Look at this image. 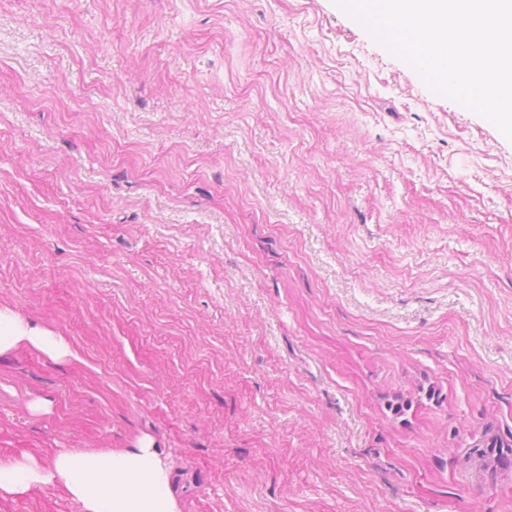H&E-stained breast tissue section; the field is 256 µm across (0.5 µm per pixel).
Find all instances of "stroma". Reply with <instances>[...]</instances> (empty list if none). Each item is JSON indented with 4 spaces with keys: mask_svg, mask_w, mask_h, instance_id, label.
<instances>
[{
    "mask_svg": "<svg viewBox=\"0 0 512 512\" xmlns=\"http://www.w3.org/2000/svg\"><path fill=\"white\" fill-rule=\"evenodd\" d=\"M6 306L72 354L0 356V459L148 438L177 512H512V141L335 0H0Z\"/></svg>",
    "mask_w": 512,
    "mask_h": 512,
    "instance_id": "35a3bbf8",
    "label": "stroma"
}]
</instances>
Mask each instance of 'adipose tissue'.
Here are the masks:
<instances>
[{"label":"adipose tissue","mask_w":512,"mask_h":512,"mask_svg":"<svg viewBox=\"0 0 512 512\" xmlns=\"http://www.w3.org/2000/svg\"><path fill=\"white\" fill-rule=\"evenodd\" d=\"M29 346L54 360L69 355L66 339L0 307V355ZM63 485L83 512H176L168 473L151 442L132 453L69 450L48 462L0 460V495Z\"/></svg>","instance_id":"1"}]
</instances>
